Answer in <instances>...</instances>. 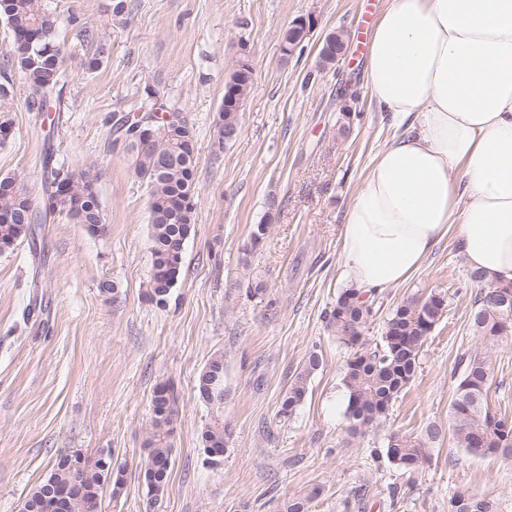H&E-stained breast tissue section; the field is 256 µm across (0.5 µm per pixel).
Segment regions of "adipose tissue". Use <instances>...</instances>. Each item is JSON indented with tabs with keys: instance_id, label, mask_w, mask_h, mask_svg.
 Returning a JSON list of instances; mask_svg holds the SVG:
<instances>
[{
	"instance_id": "ef3b65f1",
	"label": "adipose tissue",
	"mask_w": 512,
	"mask_h": 512,
	"mask_svg": "<svg viewBox=\"0 0 512 512\" xmlns=\"http://www.w3.org/2000/svg\"><path fill=\"white\" fill-rule=\"evenodd\" d=\"M366 86L402 131L347 208L346 282L403 284L449 233L471 269L512 282V0H389Z\"/></svg>"
}]
</instances>
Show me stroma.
I'll list each match as a JSON object with an SVG mask.
<instances>
[{
	"label": "stroma",
	"instance_id": "35a3bbf8",
	"mask_svg": "<svg viewBox=\"0 0 512 512\" xmlns=\"http://www.w3.org/2000/svg\"><path fill=\"white\" fill-rule=\"evenodd\" d=\"M69 51L66 99L54 122L26 104L12 72V132L0 142V177L40 183L43 157L95 176L105 230L65 218L39 225L34 241L0 252V512L23 497L62 451L112 454L124 473L119 497L101 512H280L315 485L312 512H448L461 488L497 498L512 512V455L474 456L451 435L423 467L384 458L391 434L417 437L447 426L464 353H484L489 404L512 419V332L475 335L479 287L453 235L444 236L404 284L381 292L365 332L379 343L390 312L410 296L441 294L448 306L428 337L411 385L366 434L351 435L342 384L349 348L324 315L347 286L340 239L351 196L395 127L365 85L359 32L387 0H43ZM312 20L290 58L281 33ZM98 29L108 51L96 70L76 45L78 26ZM348 51L319 64L326 36ZM247 47L253 84L238 137L219 144L224 80ZM358 98H338L342 82ZM188 118L197 156L194 228L166 308L145 296L151 269L148 193L131 156L113 146L112 124L144 86ZM355 118L340 136L343 109ZM276 211H269V200ZM268 234L252 256L253 228ZM224 354V422L230 444L220 465L199 437L211 409L195 396L199 372ZM322 364L292 416L282 399L311 353ZM169 382L179 409L167 490L148 506L141 472L156 383Z\"/></svg>",
	"mask_w": 512,
	"mask_h": 512
}]
</instances>
